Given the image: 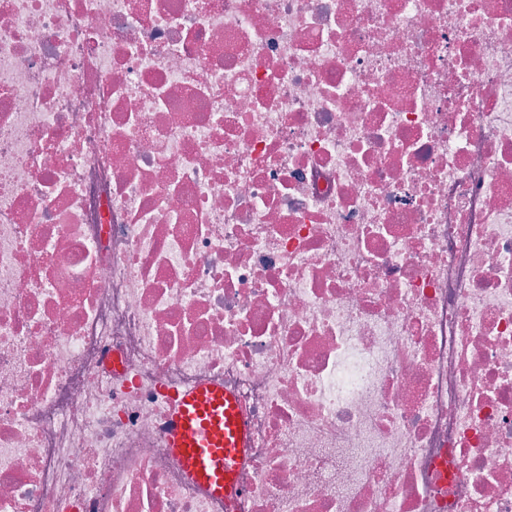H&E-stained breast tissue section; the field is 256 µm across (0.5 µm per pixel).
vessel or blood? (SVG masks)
Here are the masks:
<instances>
[{"mask_svg": "<svg viewBox=\"0 0 512 512\" xmlns=\"http://www.w3.org/2000/svg\"><path fill=\"white\" fill-rule=\"evenodd\" d=\"M174 404L166 430L174 459L188 480L214 497H231L248 439L234 397L223 387L202 384L177 393Z\"/></svg>", "mask_w": 512, "mask_h": 512, "instance_id": "1", "label": "vessel or blood"}]
</instances>
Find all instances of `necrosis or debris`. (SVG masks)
Here are the masks:
<instances>
[{
  "label": "necrosis or debris",
  "instance_id": "1",
  "mask_svg": "<svg viewBox=\"0 0 512 512\" xmlns=\"http://www.w3.org/2000/svg\"><path fill=\"white\" fill-rule=\"evenodd\" d=\"M0 512H512V0H0ZM174 404L166 430L174 459L188 480L230 498L248 439L236 400L223 387L202 384L177 393Z\"/></svg>",
  "mask_w": 512,
  "mask_h": 512
}]
</instances>
